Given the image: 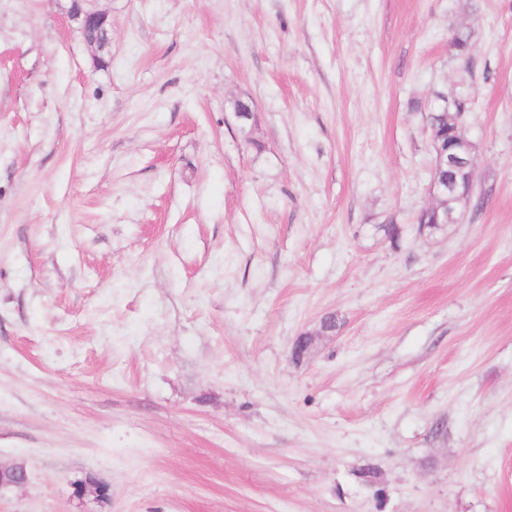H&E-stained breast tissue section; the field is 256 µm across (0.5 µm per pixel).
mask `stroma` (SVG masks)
Wrapping results in <instances>:
<instances>
[{
  "label": "stroma",
  "instance_id": "1",
  "mask_svg": "<svg viewBox=\"0 0 512 512\" xmlns=\"http://www.w3.org/2000/svg\"><path fill=\"white\" fill-rule=\"evenodd\" d=\"M71 4L0 0V512H512V0ZM450 110L448 108L437 109L433 107L429 113L428 122L430 126H433L440 138L443 141L448 140V126L454 128L456 124L460 126L459 120L457 118L456 108L454 107L455 115L452 116L449 114ZM436 162L440 168L447 166L451 175L448 178V169L445 168L437 173L440 179L448 180L437 185L438 190L448 194V209L441 216L437 212L435 224H457L460 221V214H456L450 207L453 197L458 192L465 193L467 197L471 196L476 180L469 144L458 137L456 142L448 144V152L441 148L437 149ZM440 219L443 223H439Z\"/></svg>",
  "mask_w": 512,
  "mask_h": 512
}]
</instances>
